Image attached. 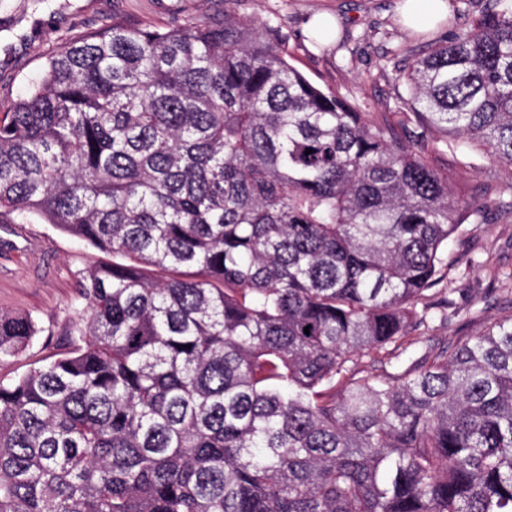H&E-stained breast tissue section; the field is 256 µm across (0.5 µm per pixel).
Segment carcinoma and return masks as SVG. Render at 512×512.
<instances>
[{"label": "carcinoma", "instance_id": "1", "mask_svg": "<svg viewBox=\"0 0 512 512\" xmlns=\"http://www.w3.org/2000/svg\"><path fill=\"white\" fill-rule=\"evenodd\" d=\"M285 45L230 6L114 18L0 117V223L112 255L73 349L0 378V512H512V314L406 360L482 210ZM402 80L512 167V0ZM38 333L0 311V364Z\"/></svg>", "mask_w": 512, "mask_h": 512}]
</instances>
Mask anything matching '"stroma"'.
I'll use <instances>...</instances> for the list:
<instances>
[{
    "instance_id": "obj_1",
    "label": "stroma",
    "mask_w": 512,
    "mask_h": 512,
    "mask_svg": "<svg viewBox=\"0 0 512 512\" xmlns=\"http://www.w3.org/2000/svg\"><path fill=\"white\" fill-rule=\"evenodd\" d=\"M448 14L413 31L403 22V0H237L238 15L280 23L291 63L312 83L332 89L359 111L389 123L395 138H417L437 169L453 173L459 199L484 207V220L462 225L448 247L452 267L446 289L428 301L451 297L455 316L434 320L414 335L420 348L440 346L485 330L512 310V168L483 151H450L433 133L403 124L397 77L427 41L469 25L491 0H447ZM222 0H0V113L65 37L120 16L143 24H171L185 15L204 18ZM336 24L327 45L311 41L310 23ZM103 255L49 224L0 223V311L31 314L40 332L26 351L0 364L9 379L65 354L69 331L81 317L76 283Z\"/></svg>"
}]
</instances>
